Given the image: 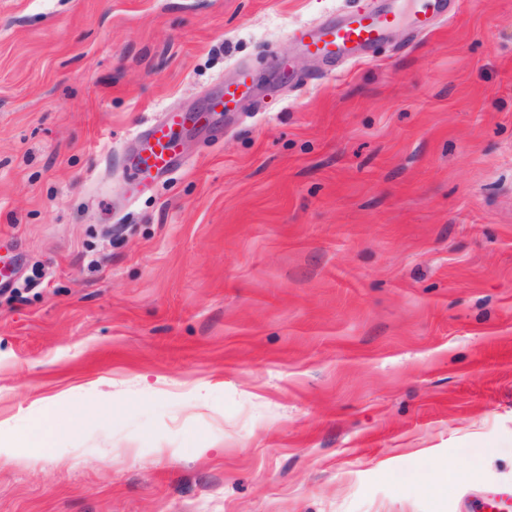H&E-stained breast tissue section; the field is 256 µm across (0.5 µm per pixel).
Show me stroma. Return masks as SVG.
Wrapping results in <instances>:
<instances>
[{
    "mask_svg": "<svg viewBox=\"0 0 512 512\" xmlns=\"http://www.w3.org/2000/svg\"><path fill=\"white\" fill-rule=\"evenodd\" d=\"M352 3L0 0V444H50L0 512L512 496V0L329 77L291 33ZM248 73L243 70L239 73L237 79L224 86V102L222 105V111L233 112L237 102L244 97L251 88V84L248 83ZM187 124L179 112H167L164 118L143 127L136 135L141 138L138 152L132 157V167L144 178L173 171L181 161V143L175 129Z\"/></svg>",
    "mask_w": 512,
    "mask_h": 512,
    "instance_id": "stroma-1",
    "label": "stroma"
}]
</instances>
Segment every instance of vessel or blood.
Returning a JSON list of instances; mask_svg holds the SVG:
<instances>
[{
    "instance_id": "obj_1",
    "label": "vessel or blood",
    "mask_w": 512,
    "mask_h": 512,
    "mask_svg": "<svg viewBox=\"0 0 512 512\" xmlns=\"http://www.w3.org/2000/svg\"><path fill=\"white\" fill-rule=\"evenodd\" d=\"M457 7V0H418L409 17L411 32L416 35L430 33L435 26V17L450 16ZM399 21L398 12L358 6L318 25L296 28L292 37L305 53L331 64L339 60L366 61ZM249 90L248 74L240 72L234 82L224 87V110L233 111ZM186 123L180 113L169 112L143 127L138 133L141 145L131 159L132 167L145 178L173 171L181 161V143L176 130Z\"/></svg>"
}]
</instances>
